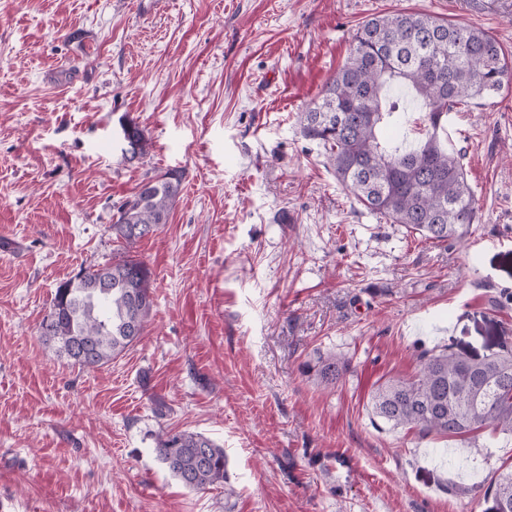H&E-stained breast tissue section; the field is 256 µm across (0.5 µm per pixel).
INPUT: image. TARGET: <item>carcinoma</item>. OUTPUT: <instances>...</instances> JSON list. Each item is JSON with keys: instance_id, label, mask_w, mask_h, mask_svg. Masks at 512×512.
Returning <instances> with one entry per match:
<instances>
[{"instance_id": "carcinoma-1", "label": "carcinoma", "mask_w": 512, "mask_h": 512, "mask_svg": "<svg viewBox=\"0 0 512 512\" xmlns=\"http://www.w3.org/2000/svg\"><path fill=\"white\" fill-rule=\"evenodd\" d=\"M512 80V63L487 32L424 12L375 16L358 29L345 62L321 96L300 117L301 132L329 148L337 181L366 210L432 243H458L476 221L474 193L463 155L441 137L448 112L468 100L497 94ZM409 97L425 109V135L413 144H384L383 126H403ZM129 128L136 151L145 153L143 131ZM183 174L176 170L143 180L117 210L116 238L133 242L168 223ZM154 304L147 264L124 257L80 270L60 282L41 334L55 353L82 368H98L122 354L143 333ZM408 379L378 385L372 415L391 429L467 439L481 428L512 438V348L473 358L442 349L418 354ZM349 368L334 352L306 363L328 387ZM159 462L184 487L228 484L224 448L189 430L156 439ZM487 487L496 512H512V467L503 464Z\"/></svg>"}]
</instances>
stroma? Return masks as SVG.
<instances>
[{
    "label": "stroma",
    "mask_w": 512,
    "mask_h": 512,
    "mask_svg": "<svg viewBox=\"0 0 512 512\" xmlns=\"http://www.w3.org/2000/svg\"><path fill=\"white\" fill-rule=\"evenodd\" d=\"M411 10L512 57V0H0V512H494L511 441L421 439L369 398L421 350L512 343V83L448 115L478 210L459 243L357 204L298 122L365 20ZM168 170V223L117 240ZM126 255L154 287L142 336L94 370L56 356L58 283ZM328 352L350 368L326 390L302 366ZM169 429L222 445L228 487L174 479ZM182 177V173L168 170L143 180L118 207L117 219L112 224L116 238L133 242L167 224Z\"/></svg>",
    "instance_id": "obj_1"
}]
</instances>
